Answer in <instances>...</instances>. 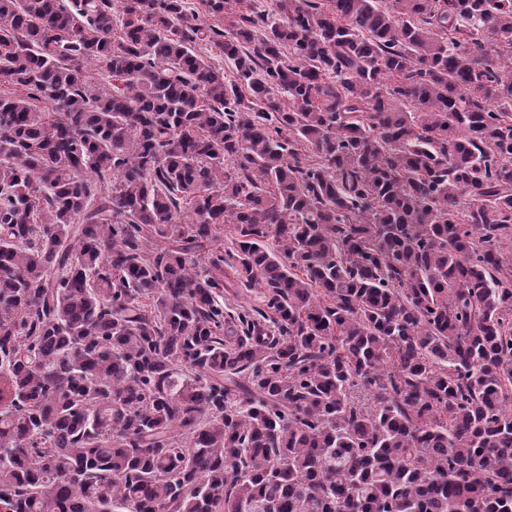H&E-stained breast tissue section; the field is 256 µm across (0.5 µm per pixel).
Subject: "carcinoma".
Listing matches in <instances>:
<instances>
[{
    "instance_id": "1",
    "label": "carcinoma",
    "mask_w": 512,
    "mask_h": 512,
    "mask_svg": "<svg viewBox=\"0 0 512 512\" xmlns=\"http://www.w3.org/2000/svg\"><path fill=\"white\" fill-rule=\"evenodd\" d=\"M197 2L0 0V512H512V0Z\"/></svg>"
}]
</instances>
